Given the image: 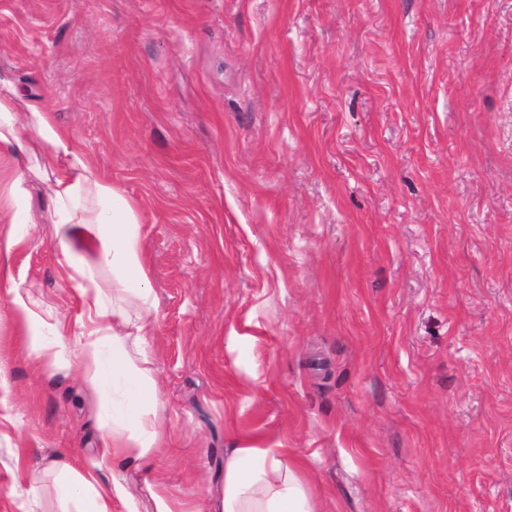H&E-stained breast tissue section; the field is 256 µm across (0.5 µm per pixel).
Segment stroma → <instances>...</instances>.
I'll return each instance as SVG.
<instances>
[{"label": "stroma", "mask_w": 512, "mask_h": 512, "mask_svg": "<svg viewBox=\"0 0 512 512\" xmlns=\"http://www.w3.org/2000/svg\"><path fill=\"white\" fill-rule=\"evenodd\" d=\"M0 71L140 207L170 440L196 512L224 450L307 459L321 512H512V0H0ZM0 280L72 320L46 224ZM0 512H62L105 410L0 287Z\"/></svg>", "instance_id": "stroma-1"}]
</instances>
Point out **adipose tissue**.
Instances as JSON below:
<instances>
[{
	"label": "adipose tissue",
	"mask_w": 512,
	"mask_h": 512,
	"mask_svg": "<svg viewBox=\"0 0 512 512\" xmlns=\"http://www.w3.org/2000/svg\"><path fill=\"white\" fill-rule=\"evenodd\" d=\"M22 100L14 81L0 74V148L16 161L17 193H25L33 179L48 190L44 221L76 285L80 311L67 335L57 315L30 292L10 286L11 303L26 327L30 353L53 362L68 356L87 390L112 408L97 450L101 462L111 464L112 480L80 473L60 454L52 463L56 493L65 512H112L116 501L125 512H141L120 473L166 445L159 388L149 366L148 340L159 306L142 248L141 211L92 166L73 134L55 124L50 105L31 108L26 122L18 123ZM78 237L90 243V252L74 247ZM220 512H317L304 462L284 448L234 444L224 452Z\"/></svg>",
	"instance_id": "ef3b65f1"
}]
</instances>
